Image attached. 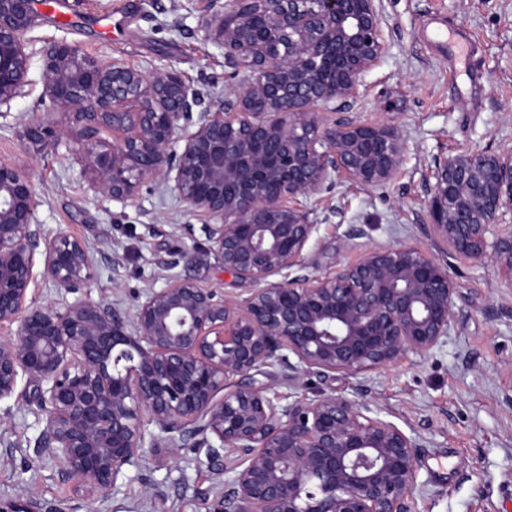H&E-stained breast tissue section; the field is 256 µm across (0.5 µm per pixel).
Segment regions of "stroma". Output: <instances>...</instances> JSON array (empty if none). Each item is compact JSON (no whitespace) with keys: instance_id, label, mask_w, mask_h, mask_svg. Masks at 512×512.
<instances>
[{"instance_id":"obj_1","label":"stroma","mask_w":512,"mask_h":512,"mask_svg":"<svg viewBox=\"0 0 512 512\" xmlns=\"http://www.w3.org/2000/svg\"><path fill=\"white\" fill-rule=\"evenodd\" d=\"M76 25L37 16L24 40L30 55L24 97L0 112V158L33 180L35 213L44 239L67 234L96 258L93 279L79 294L37 277L38 302L75 297L115 305L133 315L148 289L188 276L203 288L243 297L250 282L225 272L207 251L198 226L169 185L152 183L121 204L95 193L76 160V134L42 152L20 136L23 124L46 113L41 51L65 41L80 53L119 59L144 71L175 70L197 90L201 110L217 111L250 80L230 75L224 49L205 41L203 20L214 0H66ZM388 44L366 73L356 98L337 112L361 121H394L405 140L398 176L368 189L335 178L308 198L317 232L305 256L309 271L328 274L369 246L409 243L447 265L455 285L456 320L444 343L422 361L353 377L294 376L275 365L256 373L273 403L287 395L336 393L369 404L374 413L414 435L421 492L417 512H512V286L492 263H475L435 245L428 233L426 184L435 164L461 151L512 149V0H382ZM121 20L99 37L102 18ZM443 25L470 36L474 52L462 69L427 39ZM45 424L25 388L0 402V507L15 512H214L233 477L202 448H143L114 489L88 496L78 480L62 479L53 460L38 456Z\"/></svg>"}]
</instances>
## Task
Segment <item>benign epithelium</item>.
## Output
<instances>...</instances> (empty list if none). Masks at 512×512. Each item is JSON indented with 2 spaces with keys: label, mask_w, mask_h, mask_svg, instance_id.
Instances as JSON below:
<instances>
[{
  "label": "benign epithelium",
  "mask_w": 512,
  "mask_h": 512,
  "mask_svg": "<svg viewBox=\"0 0 512 512\" xmlns=\"http://www.w3.org/2000/svg\"><path fill=\"white\" fill-rule=\"evenodd\" d=\"M34 0H0V108L25 93L23 34ZM205 38L251 81L192 121L198 94L172 70L147 73L55 42L41 53L43 100L79 135L92 188L115 202L171 184L218 262L254 288L228 298L190 278L149 289L132 319L104 302L61 307L32 296L43 276L75 293L94 276L81 240L41 238L31 177L0 160V401L27 377L45 414L38 447L90 492L110 490L145 445L190 441L235 455L216 512H415L413 436L343 395L273 403L253 374L283 364L358 376L423 360L454 324L448 267L407 243L369 247L326 275L304 274L316 231L300 203L333 175L375 188L396 178L393 121L331 120L386 51L380 0H230ZM63 131L45 116L20 137L35 151ZM429 185V234L512 276V149L443 158ZM296 363H291L290 358ZM154 426L157 432L148 431Z\"/></svg>",
  "instance_id": "benign-epithelium-1"
}]
</instances>
